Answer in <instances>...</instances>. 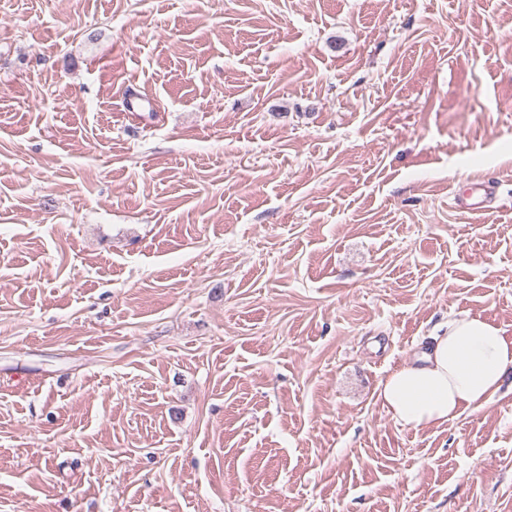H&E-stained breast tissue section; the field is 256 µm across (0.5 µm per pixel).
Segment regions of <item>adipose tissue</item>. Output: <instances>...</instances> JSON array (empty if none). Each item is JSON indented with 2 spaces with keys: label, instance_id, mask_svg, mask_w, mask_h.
<instances>
[{
  "label": "adipose tissue",
  "instance_id": "ef3b65f1",
  "mask_svg": "<svg viewBox=\"0 0 512 512\" xmlns=\"http://www.w3.org/2000/svg\"><path fill=\"white\" fill-rule=\"evenodd\" d=\"M512 369V340L487 320L461 312L433 337L415 363L388 375L378 397L392 418L420 428L478 410Z\"/></svg>",
  "mask_w": 512,
  "mask_h": 512
}]
</instances>
